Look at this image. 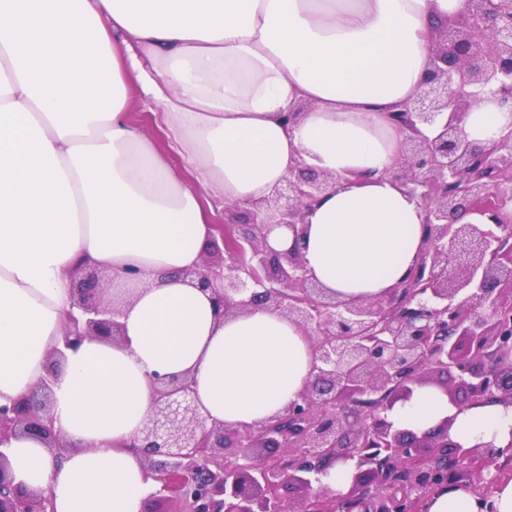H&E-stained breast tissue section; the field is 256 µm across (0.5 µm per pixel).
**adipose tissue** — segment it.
Listing matches in <instances>:
<instances>
[{
  "instance_id": "obj_1",
  "label": "adipose tissue",
  "mask_w": 512,
  "mask_h": 512,
  "mask_svg": "<svg viewBox=\"0 0 512 512\" xmlns=\"http://www.w3.org/2000/svg\"><path fill=\"white\" fill-rule=\"evenodd\" d=\"M463 6L0 0V405L64 354L51 384L64 447L25 434L0 444L13 485L48 492L54 512H142L155 484L133 441L157 377L191 378L201 411L231 427L295 399L312 369L305 331L268 308L217 317L184 272L217 212L267 198L305 165L340 180L306 218L310 276L341 300L384 298L416 261L424 218L390 174L404 135L388 114L419 93L437 25ZM132 83L182 169L131 122ZM462 125L488 144L512 134V105L485 94ZM81 260L112 277L121 342L63 344ZM449 415L464 446L512 442V407L458 413L431 387L389 418L425 430Z\"/></svg>"
}]
</instances>
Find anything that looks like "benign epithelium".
I'll return each instance as SVG.
<instances>
[{"mask_svg": "<svg viewBox=\"0 0 512 512\" xmlns=\"http://www.w3.org/2000/svg\"><path fill=\"white\" fill-rule=\"evenodd\" d=\"M487 89L512 103V0H465L436 29L421 92L390 113L407 144L391 174L421 202L424 236L415 266L382 300L330 297L304 265L306 217L337 178L298 167L271 197L232 205L235 222L213 225L222 245L185 276L211 291L219 316L260 306L302 326L312 379L271 420L237 428L207 422L190 378L157 379L133 444L157 484L151 498H174L172 512H423L438 489L463 483L493 512L502 480L494 444L463 447L451 417L423 432L388 418L424 386L459 412L512 404V137L479 147L461 125ZM464 215L473 220L459 223ZM272 224L288 227L291 247L268 245ZM70 288L64 345L119 340L121 301L106 296L96 267L78 263ZM41 397H50L46 380L0 405V444L23 432L63 447ZM347 462L343 494L322 477ZM290 486L299 501L282 494ZM0 512H53L47 493L12 485L1 453Z\"/></svg>", "mask_w": 512, "mask_h": 512, "instance_id": "obj_1", "label": "benign epithelium"}]
</instances>
